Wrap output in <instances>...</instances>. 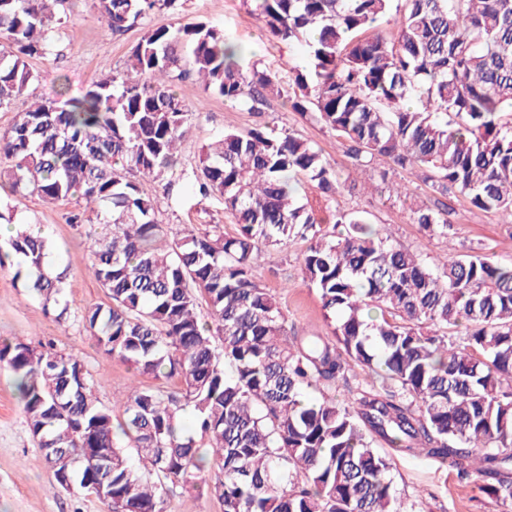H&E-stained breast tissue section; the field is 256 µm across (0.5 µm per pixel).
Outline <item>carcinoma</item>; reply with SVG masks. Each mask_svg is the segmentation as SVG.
I'll use <instances>...</instances> for the list:
<instances>
[{
    "label": "carcinoma",
    "instance_id": "1",
    "mask_svg": "<svg viewBox=\"0 0 512 512\" xmlns=\"http://www.w3.org/2000/svg\"><path fill=\"white\" fill-rule=\"evenodd\" d=\"M64 0H0V109L36 80L28 59L48 53ZM177 0H97L112 35ZM280 41L305 37L310 68L295 71L292 108L314 112L353 166L414 171L439 195L412 223L448 234L459 195L512 223V0H403L391 42L367 31L392 0H252ZM258 111L272 77L245 65L243 49L208 21L148 30L119 72L101 68L79 97L35 100L0 133L9 192L66 203L88 244L89 268L110 303L87 308L85 329L105 353L156 380L99 405L75 354L0 343L16 377L29 431L56 486L97 483L107 512H165L174 489L214 472L224 512H409L382 440L413 457L448 461L512 504V265L471 250L431 268L357 213L317 222L295 199L300 179L330 201L339 174L310 142L261 128L224 132L206 145L195 181L224 199L236 225L191 226L173 238L161 201L141 180L176 174L190 126L178 84ZM0 269L61 320L66 270L50 269L42 230L15 221ZM309 242L303 280L334 318L332 337L301 336L254 275L260 246ZM205 302L211 321L202 320ZM364 380L336 399L354 368ZM383 379L381 387L368 382ZM195 417L194 433L180 425ZM136 450L134 468L117 433Z\"/></svg>",
    "mask_w": 512,
    "mask_h": 512
}]
</instances>
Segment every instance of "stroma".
<instances>
[{
    "label": "stroma",
    "instance_id": "stroma-1",
    "mask_svg": "<svg viewBox=\"0 0 512 512\" xmlns=\"http://www.w3.org/2000/svg\"><path fill=\"white\" fill-rule=\"evenodd\" d=\"M60 17L50 34L51 52L29 61L36 81L26 96L11 107L0 109V130L11 125L15 112L23 110L29 100L55 99L59 76H67L70 95L78 96L97 79L101 65L122 69L129 50L146 31L159 26L177 27L200 20L217 24L228 39L247 49V63L270 75L279 86V94L268 95L257 115L237 103L204 93L194 83L179 85L180 94L194 114L178 155L185 175L168 183L143 185L145 192L160 199L159 218L169 232H179L188 225L217 224L226 233H234L236 226L224 211L223 199L201 197L195 180L189 179L188 174L203 145L224 131L246 130L260 124L311 142L339 172L344 188L322 212L324 225L333 224L334 211H363L372 223L389 230L400 244L421 254L429 263L437 264L444 255L480 247L492 262L512 264V224L503 223L498 215L471 208L458 196L450 200L452 227L447 236L424 235L411 222L406 204L392 196L388 185L409 184L416 188L419 199L428 203L434 200L429 188L405 171L390 174L384 183L376 171L356 170L334 134L313 115L303 116L292 109L284 91L295 70L308 67L306 46L301 41L273 38L264 19L254 12L251 0H179L177 8L152 12L120 36L106 32L96 0H65ZM0 203L14 207L19 222L40 225L48 231L55 263L68 270L65 299L69 306L67 319L45 314L40 299L24 288L13 270H0V342L19 339L34 347L51 343L59 351L79 354L95 382L98 401L107 407L131 386L151 385V376L105 354L80 320L85 308L108 300L82 261L87 252L86 240L69 221L72 213L82 210V203L73 199L65 204H48L35 196L16 198L6 194L0 196ZM305 248V242L298 240L281 248L262 249L254 261V274L276 296L290 324L328 337L332 334L331 321L324 315L318 292L302 277L301 256ZM392 460L393 485L398 495L412 504L414 512H507L506 506L482 492L474 482L460 479L450 465L400 454L393 455ZM51 479L52 469L27 426L14 376L2 367L0 512H106L102 502L83 490L52 492Z\"/></svg>",
    "mask_w": 512,
    "mask_h": 512
}]
</instances>
